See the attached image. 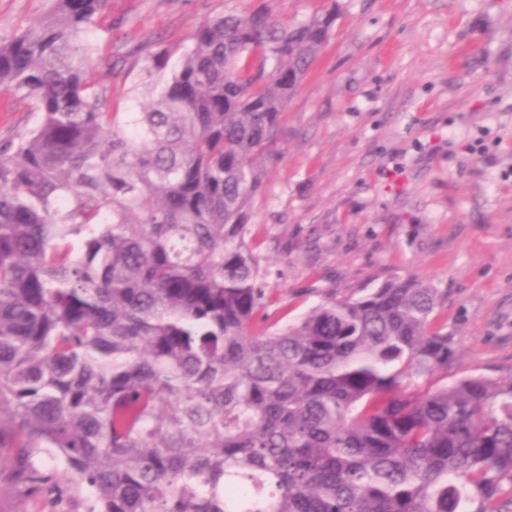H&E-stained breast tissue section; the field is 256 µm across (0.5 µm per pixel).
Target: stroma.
<instances>
[{"mask_svg":"<svg viewBox=\"0 0 512 512\" xmlns=\"http://www.w3.org/2000/svg\"><path fill=\"white\" fill-rule=\"evenodd\" d=\"M260 5L288 22L336 9L254 203L271 311L424 278L455 341L449 378L512 376V0H109L90 37L134 73L154 42L181 48L203 20ZM50 6L0 0V38ZM37 120L0 87V140ZM88 496L21 490L0 450V512H83Z\"/></svg>","mask_w":512,"mask_h":512,"instance_id":"stroma-1","label":"stroma"}]
</instances>
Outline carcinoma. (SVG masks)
<instances>
[{"instance_id": "obj_1", "label": "carcinoma", "mask_w": 512, "mask_h": 512, "mask_svg": "<svg viewBox=\"0 0 512 512\" xmlns=\"http://www.w3.org/2000/svg\"><path fill=\"white\" fill-rule=\"evenodd\" d=\"M107 0L0 39L40 120L0 142V448L85 512H512V378L448 381L417 278L273 319L247 237L336 8L219 15L145 56L123 122L93 78Z\"/></svg>"}]
</instances>
